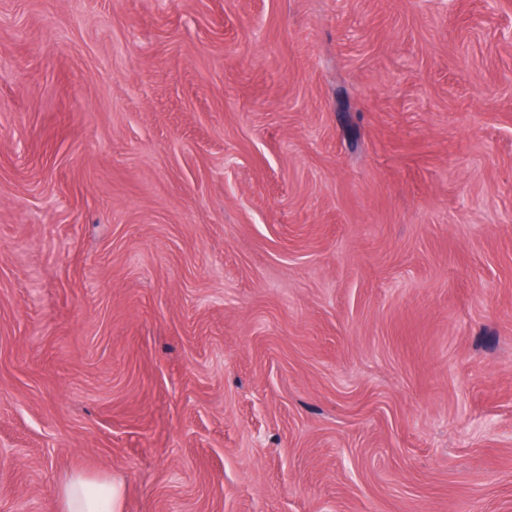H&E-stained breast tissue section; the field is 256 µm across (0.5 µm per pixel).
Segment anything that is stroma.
Masks as SVG:
<instances>
[{
    "instance_id": "35a3bbf8",
    "label": "stroma",
    "mask_w": 512,
    "mask_h": 512,
    "mask_svg": "<svg viewBox=\"0 0 512 512\" xmlns=\"http://www.w3.org/2000/svg\"><path fill=\"white\" fill-rule=\"evenodd\" d=\"M512 512V0H0V512ZM57 512H123V489L109 480L68 476L58 487Z\"/></svg>"
}]
</instances>
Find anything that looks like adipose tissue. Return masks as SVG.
Returning <instances> with one entry per match:
<instances>
[{"mask_svg": "<svg viewBox=\"0 0 512 512\" xmlns=\"http://www.w3.org/2000/svg\"><path fill=\"white\" fill-rule=\"evenodd\" d=\"M58 512H123V489L109 480L80 474L68 476L58 487Z\"/></svg>", "mask_w": 512, "mask_h": 512, "instance_id": "ef3b65f1", "label": "adipose tissue"}]
</instances>
